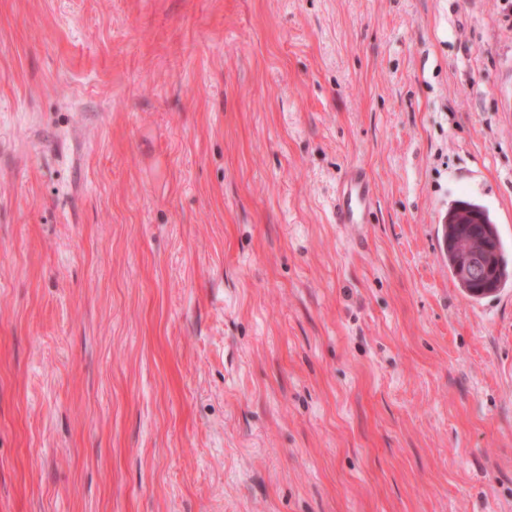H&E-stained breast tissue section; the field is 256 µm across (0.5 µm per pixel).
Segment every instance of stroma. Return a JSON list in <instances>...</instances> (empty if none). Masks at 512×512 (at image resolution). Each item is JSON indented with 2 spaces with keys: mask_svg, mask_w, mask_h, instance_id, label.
Segmentation results:
<instances>
[{
  "mask_svg": "<svg viewBox=\"0 0 512 512\" xmlns=\"http://www.w3.org/2000/svg\"><path fill=\"white\" fill-rule=\"evenodd\" d=\"M461 198L512 260V0H0V512H512ZM376 200L370 178L360 165H351L336 187L334 219L344 227L367 224ZM477 214L483 218V224H458V220L466 215ZM448 224H442V234L445 255L448 258V269L462 292L472 298H482L496 293L511 277L508 261L504 256L503 243L489 212L481 205L467 199H458L448 208ZM479 244H489L498 251V265L491 276L481 274L485 267L486 256L480 250L470 258L463 267V273L458 272L467 260L468 254ZM489 282V283H488ZM480 288H493L494 291L480 292Z\"/></svg>",
  "mask_w": 512,
  "mask_h": 512,
  "instance_id": "1",
  "label": "stroma"
}]
</instances>
